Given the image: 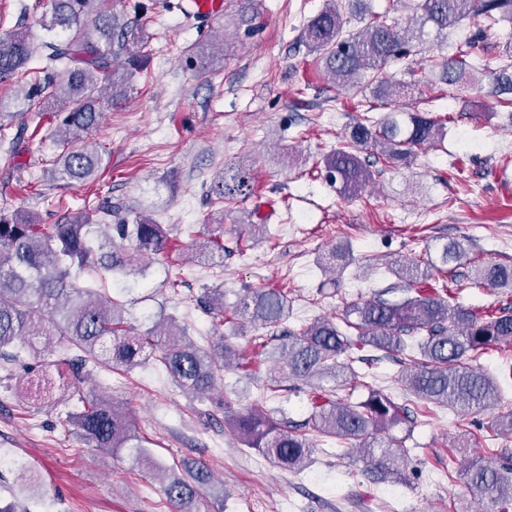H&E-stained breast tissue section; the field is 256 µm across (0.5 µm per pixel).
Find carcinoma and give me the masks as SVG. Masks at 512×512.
Listing matches in <instances>:
<instances>
[{"label":"carcinoma","instance_id":"cac0c4a2","mask_svg":"<svg viewBox=\"0 0 512 512\" xmlns=\"http://www.w3.org/2000/svg\"><path fill=\"white\" fill-rule=\"evenodd\" d=\"M106 0H50L39 18L45 31L36 48L27 30L0 35V82L36 75L23 97L8 106L0 100V143L5 125L23 112L41 116L53 101L61 103L52 112L51 137L67 146L100 125L101 101L106 91L122 94L119 86L129 67L145 60L144 28L128 24L105 8ZM411 14L402 21L392 16L398 10ZM362 23L347 29L351 19ZM505 21L512 26V0H394L382 12L369 0H326L325 6L302 29L308 52L323 64L327 75L342 91L360 96L358 106L382 111L347 125L345 136L324 157L326 179L339 186L346 199L358 197L371 183L370 163L362 158L368 150L376 160L408 167L419 151L442 140L448 119L432 111L404 112L396 100L409 85L397 79L398 72L411 71L413 56L429 39L446 42L463 24L470 36L455 44L453 52L433 64L437 79L458 94L483 91L484 65L477 62L476 42L486 28ZM499 55L507 63L489 73V93L504 107L512 105V40L500 44ZM103 164L96 144L86 142L67 150L53 161L51 175L69 184L96 179ZM254 190L252 170L235 163L212 180L208 194L220 204L248 199ZM116 208L109 201L83 205L65 221L41 224L29 215L0 214V362L17 360L19 347L33 355L64 343L75 351L73 375L85 379L88 364L131 369L141 363L146 349L159 351L158 361L173 385L197 400L211 399L218 378L239 357L224 333L202 348L187 339L186 329L173 318H164L134 335L125 325L122 305L110 294L93 286L83 287L75 276L115 273L124 278L144 274L147 260L168 246V233L153 219L134 213L131 220L112 223ZM188 249L202 262L224 257V238L192 240ZM470 253L464 240H451L440 250L439 262L408 258L391 263L406 293L399 302L375 297L343 306L337 320L316 318L300 326H288L290 300L282 288L248 291L235 305L233 315L263 329H273L263 339L264 354L273 361L266 390L276 396L285 382L300 380L311 385L314 402L310 419L292 425L288 418L267 407L266 400L233 410L219 399L224 424L240 443L258 451L271 464L293 473L307 469L314 431L354 445L365 463L363 473L376 483L406 480L397 468L410 453L397 438L382 433L410 418L408 404L370 387L369 369L363 367L366 350L386 357L405 356L401 382L411 403L422 405L425 414L433 407L456 412L465 418L472 412L496 411L501 398L497 378L474 365L487 349L512 351V302L491 310L466 307L449 290L429 287L435 272H451L474 286H491L512 297V265L468 260L471 274L455 271ZM355 261L349 244L331 247L320 256L323 269L344 270ZM197 307L214 320L224 317V291L206 288ZM63 362L40 364L30 372L21 391L34 402L58 403L73 388L60 369ZM331 377L337 386L321 381ZM365 387V399L352 402L341 390ZM75 414L83 435L96 448L127 449L135 460L163 474L168 501L185 509L198 495V485L209 476L168 474L145 450L144 439L132 427L127 412L112 399L97 394L80 395ZM490 428L512 433V407L496 411ZM491 454L502 462L473 464L462 476L473 499L489 512H512V458L498 449Z\"/></svg>","mask_w":512,"mask_h":512}]
</instances>
